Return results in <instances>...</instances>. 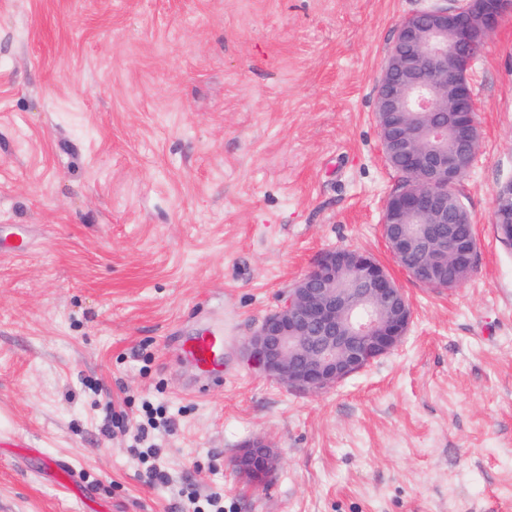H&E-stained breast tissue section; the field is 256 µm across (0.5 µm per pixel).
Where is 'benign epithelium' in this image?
Listing matches in <instances>:
<instances>
[{
	"instance_id": "7a95c632",
	"label": "benign epithelium",
	"mask_w": 512,
	"mask_h": 512,
	"mask_svg": "<svg viewBox=\"0 0 512 512\" xmlns=\"http://www.w3.org/2000/svg\"><path fill=\"white\" fill-rule=\"evenodd\" d=\"M426 21L404 20L383 65L376 93V120L382 141L392 146L410 138L406 129L386 128L391 112L421 118L440 112L454 117L427 128L429 147L408 149L412 180L386 205L382 231L397 264L430 286L445 289L450 265L475 264V235L442 227L448 193L464 175L462 148L476 153L480 133L468 72L472 59L457 65L462 47L486 43L512 14V0H464L461 7L434 0ZM428 225L421 237L404 224ZM412 309L403 290L371 255L349 249L322 252L289 290L284 304L268 314L248 339L244 355L281 385L299 392L331 389L397 350L404 342ZM239 476L266 483L279 466L273 444L257 437L234 457Z\"/></svg>"
}]
</instances>
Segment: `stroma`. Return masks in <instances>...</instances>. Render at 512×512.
I'll return each mask as SVG.
<instances>
[{"label":"stroma","instance_id":"obj_1","mask_svg":"<svg viewBox=\"0 0 512 512\" xmlns=\"http://www.w3.org/2000/svg\"><path fill=\"white\" fill-rule=\"evenodd\" d=\"M429 0H0V512H512V16L470 71L457 187L474 273L437 290L392 258L400 175L375 96ZM27 248L13 254L14 234ZM408 297L404 343L318 393L243 347L329 248ZM224 332L202 387L183 337ZM167 482L136 443L147 406ZM269 483L230 460L255 436ZM233 465L241 478L253 485H260L266 483L278 469L279 456L269 440L257 437L239 449Z\"/></svg>","mask_w":512,"mask_h":512}]
</instances>
